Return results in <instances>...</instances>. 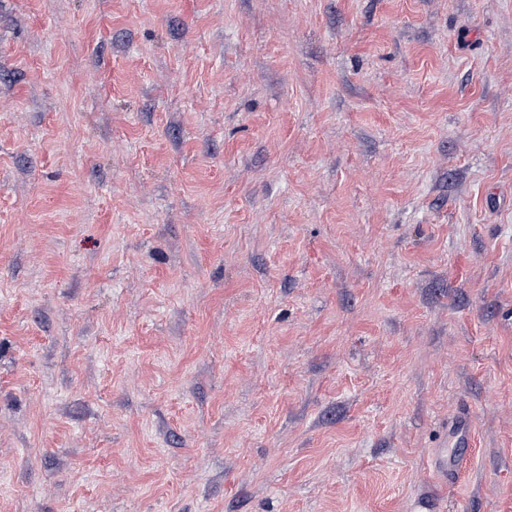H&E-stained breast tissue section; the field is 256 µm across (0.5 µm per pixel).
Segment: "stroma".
Wrapping results in <instances>:
<instances>
[{
  "label": "stroma",
  "mask_w": 512,
  "mask_h": 512,
  "mask_svg": "<svg viewBox=\"0 0 512 512\" xmlns=\"http://www.w3.org/2000/svg\"><path fill=\"white\" fill-rule=\"evenodd\" d=\"M0 512H512V0H0Z\"/></svg>",
  "instance_id": "35a3bbf8"
}]
</instances>
